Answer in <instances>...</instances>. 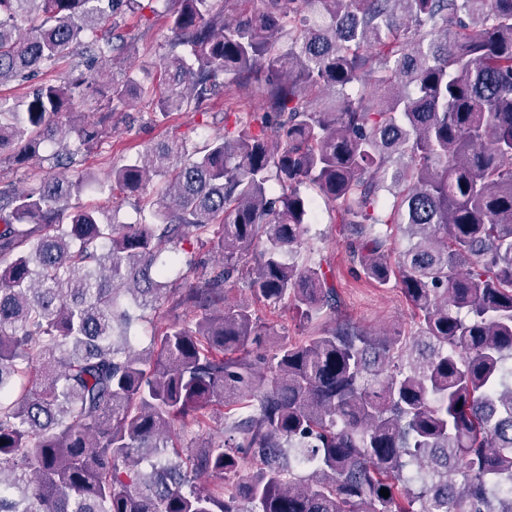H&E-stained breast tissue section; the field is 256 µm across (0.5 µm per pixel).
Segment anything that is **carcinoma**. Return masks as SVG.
Segmentation results:
<instances>
[{
    "label": "carcinoma",
    "mask_w": 512,
    "mask_h": 512,
    "mask_svg": "<svg viewBox=\"0 0 512 512\" xmlns=\"http://www.w3.org/2000/svg\"><path fill=\"white\" fill-rule=\"evenodd\" d=\"M171 2L155 111L233 84L260 104L202 147L112 165L150 222L74 204L88 174L0 190V512H512V0ZM120 9L144 5L0 0V86L86 60L0 99V156L39 159L63 115L77 145L57 165L102 139L76 105L127 50L106 27ZM143 93L128 69L105 98ZM302 185L351 227L365 280L400 288L413 333L338 322L264 350L255 303L306 324L339 307L323 265L284 260L315 218ZM394 230L415 238L395 259ZM192 241L222 264L144 356L135 310L169 301ZM242 279L249 297H228ZM220 409L223 439L175 449ZM82 61L80 55L60 60L52 66L38 70L36 76H32L26 82H12L0 86V96L9 99L11 102L24 100L37 85L55 79L61 72L74 70L78 73L84 70Z\"/></svg>",
    "instance_id": "1"
}]
</instances>
